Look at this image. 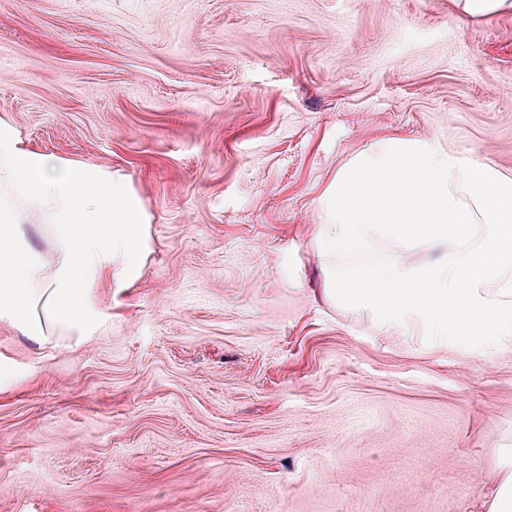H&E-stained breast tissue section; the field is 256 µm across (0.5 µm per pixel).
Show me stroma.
Wrapping results in <instances>:
<instances>
[{
    "label": "stroma",
    "instance_id": "1",
    "mask_svg": "<svg viewBox=\"0 0 512 512\" xmlns=\"http://www.w3.org/2000/svg\"><path fill=\"white\" fill-rule=\"evenodd\" d=\"M0 117L151 217L81 346L0 320V512H488L512 348L328 301L317 200L394 137L512 177V10L0 0Z\"/></svg>",
    "mask_w": 512,
    "mask_h": 512
}]
</instances>
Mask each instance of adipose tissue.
Returning a JSON list of instances; mask_svg holds the SVG:
<instances>
[{"mask_svg": "<svg viewBox=\"0 0 512 512\" xmlns=\"http://www.w3.org/2000/svg\"><path fill=\"white\" fill-rule=\"evenodd\" d=\"M33 220L53 234L49 257L26 244ZM147 221L122 177L41 154L0 119V319L40 344L83 342L97 322L98 282L119 292L139 278Z\"/></svg>", "mask_w": 512, "mask_h": 512, "instance_id": "1", "label": "adipose tissue"}]
</instances>
